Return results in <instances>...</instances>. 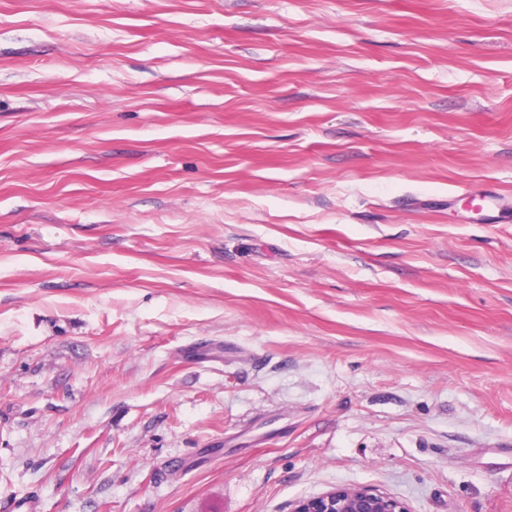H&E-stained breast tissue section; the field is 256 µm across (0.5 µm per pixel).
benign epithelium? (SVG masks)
<instances>
[{
	"label": "benign epithelium",
	"instance_id": "1",
	"mask_svg": "<svg viewBox=\"0 0 512 512\" xmlns=\"http://www.w3.org/2000/svg\"><path fill=\"white\" fill-rule=\"evenodd\" d=\"M291 512H408L404 504L367 486H339L298 500Z\"/></svg>",
	"mask_w": 512,
	"mask_h": 512
}]
</instances>
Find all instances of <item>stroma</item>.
I'll use <instances>...</instances> for the list:
<instances>
[{"label":"stroma","mask_w":512,"mask_h":512,"mask_svg":"<svg viewBox=\"0 0 512 512\" xmlns=\"http://www.w3.org/2000/svg\"><path fill=\"white\" fill-rule=\"evenodd\" d=\"M512 0H0V512H512ZM291 512H408L404 504L367 486H339L298 500Z\"/></svg>","instance_id":"1"}]
</instances>
